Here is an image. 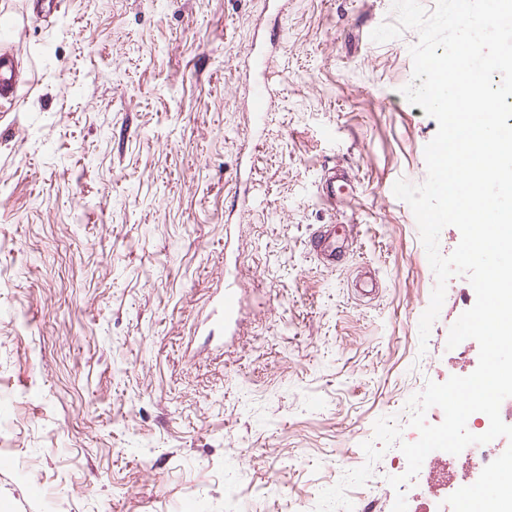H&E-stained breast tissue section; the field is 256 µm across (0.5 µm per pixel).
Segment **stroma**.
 <instances>
[{
    "mask_svg": "<svg viewBox=\"0 0 512 512\" xmlns=\"http://www.w3.org/2000/svg\"><path fill=\"white\" fill-rule=\"evenodd\" d=\"M25 3L0 0L20 61L0 107V512H313L378 418L416 442L408 399L471 374L479 345L462 365L447 346L464 276L419 342L436 278L393 186L425 181L438 124L400 93L417 32L371 39L392 0ZM267 48L256 128L245 64ZM334 164L357 177L336 211L316 193ZM323 224L356 240L333 269L307 246ZM406 470L391 446L355 494L392 512Z\"/></svg>",
    "mask_w": 512,
    "mask_h": 512,
    "instance_id": "obj_1",
    "label": "stroma"
}]
</instances>
